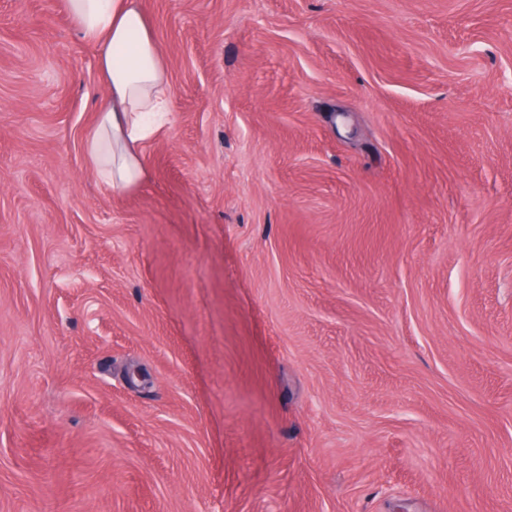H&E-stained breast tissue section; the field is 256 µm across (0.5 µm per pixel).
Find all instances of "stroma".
Wrapping results in <instances>:
<instances>
[{
	"label": "stroma",
	"instance_id": "obj_1",
	"mask_svg": "<svg viewBox=\"0 0 512 512\" xmlns=\"http://www.w3.org/2000/svg\"><path fill=\"white\" fill-rule=\"evenodd\" d=\"M142 7L115 195L94 48L0 0V512H512V0ZM73 27L98 57L108 92L83 140L91 169L112 193L142 184L139 145L169 112L170 81L139 0H64Z\"/></svg>",
	"mask_w": 512,
	"mask_h": 512
}]
</instances>
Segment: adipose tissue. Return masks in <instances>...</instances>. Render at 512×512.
Segmentation results:
<instances>
[{
	"instance_id": "adipose-tissue-1",
	"label": "adipose tissue",
	"mask_w": 512,
	"mask_h": 512,
	"mask_svg": "<svg viewBox=\"0 0 512 512\" xmlns=\"http://www.w3.org/2000/svg\"><path fill=\"white\" fill-rule=\"evenodd\" d=\"M73 27L98 57L107 90L84 152L95 175L115 193L142 184L139 151L169 112L170 81L140 0H64Z\"/></svg>"
}]
</instances>
